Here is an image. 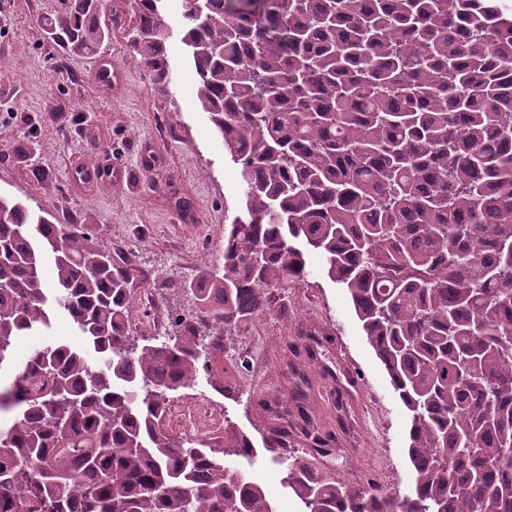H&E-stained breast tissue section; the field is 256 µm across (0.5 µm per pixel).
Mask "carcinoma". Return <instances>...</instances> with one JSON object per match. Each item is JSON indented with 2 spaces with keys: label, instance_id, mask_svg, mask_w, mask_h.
I'll return each instance as SVG.
<instances>
[{
  "label": "carcinoma",
  "instance_id": "cac0c4a2",
  "mask_svg": "<svg viewBox=\"0 0 512 512\" xmlns=\"http://www.w3.org/2000/svg\"><path fill=\"white\" fill-rule=\"evenodd\" d=\"M161 0H132L137 62L170 81ZM52 51L101 49L99 0H59ZM197 99L243 186L224 251L163 287L196 304L166 339L135 340V255L96 249L0 195V366L55 307L90 350L53 344L0 386V506L14 512H274L225 461L165 431L170 394L224 390L227 343L305 278L303 243L346 288L409 414L412 489L285 481L304 512H512V13L498 0H184ZM52 257L48 281L42 266ZM96 360L89 358V353ZM282 456L276 428L263 438Z\"/></svg>",
  "mask_w": 512,
  "mask_h": 512
}]
</instances>
